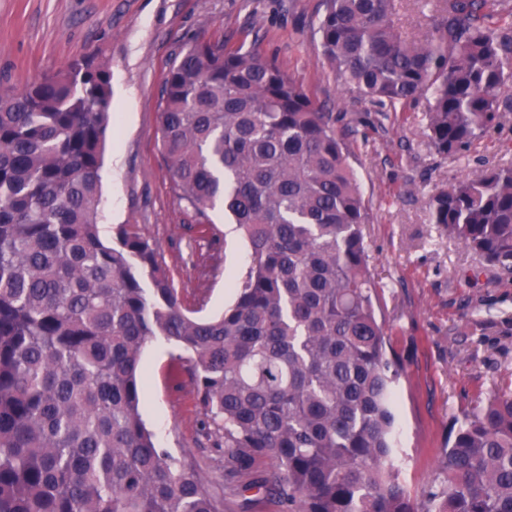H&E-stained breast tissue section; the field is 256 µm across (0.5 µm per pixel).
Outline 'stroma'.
<instances>
[{
  "label": "stroma",
  "instance_id": "stroma-1",
  "mask_svg": "<svg viewBox=\"0 0 512 512\" xmlns=\"http://www.w3.org/2000/svg\"><path fill=\"white\" fill-rule=\"evenodd\" d=\"M323 11V0H0V81L20 86L92 51L109 65L100 237L115 245L120 225H135L156 243L185 307L202 317L232 303L248 248L223 211L198 223L172 190L159 103L175 55L194 37L223 36L278 60L317 103L340 113L336 130L369 206L364 234L387 353L403 368L394 387L396 452L417 500L438 476L450 427L489 394L512 388V276L448 237L428 213L437 188L512 165V112L460 155L436 154L422 132L426 100L385 117L345 96L320 54ZM141 366L143 421L158 445L224 493L227 512H264L256 491L225 494L222 454L205 436L179 350L149 342Z\"/></svg>",
  "mask_w": 512,
  "mask_h": 512
}]
</instances>
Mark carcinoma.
Returning <instances> with one entry per match:
<instances>
[{
  "mask_svg": "<svg viewBox=\"0 0 512 512\" xmlns=\"http://www.w3.org/2000/svg\"><path fill=\"white\" fill-rule=\"evenodd\" d=\"M397 0H324L321 56L387 112L426 98L424 133L459 155L512 112V25L490 0H434L424 38ZM111 74L94 54L0 86V512H224L142 422L145 345L187 355L224 480L281 512H512V391L463 416L419 501L394 455L400 369L387 355L363 224L336 132L274 59L197 39L162 86L160 140L179 200L224 209L249 245L217 318L183 308L132 224L99 235ZM430 222L512 274V165L438 189Z\"/></svg>",
  "mask_w": 512,
  "mask_h": 512,
  "instance_id": "1",
  "label": "carcinoma"
}]
</instances>
